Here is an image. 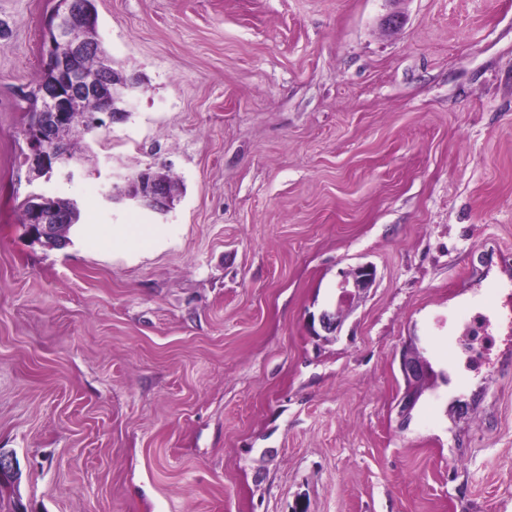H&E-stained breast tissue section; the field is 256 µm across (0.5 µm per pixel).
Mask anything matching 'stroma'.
Wrapping results in <instances>:
<instances>
[{
    "label": "stroma",
    "instance_id": "35a3bbf8",
    "mask_svg": "<svg viewBox=\"0 0 512 512\" xmlns=\"http://www.w3.org/2000/svg\"><path fill=\"white\" fill-rule=\"evenodd\" d=\"M54 6L0 0V512H512L505 339L458 315L487 250L512 278V0H96L130 116L32 181ZM148 167L170 212L105 198ZM32 194L160 242H31ZM407 352L434 371L408 411ZM376 275V268L371 264L358 265L344 273L342 280L338 284L341 292V301L351 295L352 292L348 289L349 287L358 293L371 288L376 281Z\"/></svg>",
    "mask_w": 512,
    "mask_h": 512
}]
</instances>
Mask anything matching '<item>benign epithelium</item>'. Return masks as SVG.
I'll return each mask as SVG.
<instances>
[{"label": "benign epithelium", "mask_w": 512, "mask_h": 512, "mask_svg": "<svg viewBox=\"0 0 512 512\" xmlns=\"http://www.w3.org/2000/svg\"><path fill=\"white\" fill-rule=\"evenodd\" d=\"M97 25L94 12L83 0H58L49 16L43 36L44 66L52 73L47 90L37 100V112L26 127L27 153L24 162L30 178L48 177L56 169L66 170L72 177L69 139L66 132L82 134L97 129L105 123H122L129 117L126 109L128 98L138 87L136 76H123L109 80L103 67L87 69L82 60L95 51V45L81 38V32ZM82 93L97 98L106 109L107 119L90 114L80 119L73 98ZM106 198L116 202L129 200L160 214L168 213L174 205L175 193L165 183L143 172L129 177L122 185L112 184ZM27 217L22 227L33 241L49 248L59 247L63 237L58 227L68 221V215L51 206V199L42 195L27 199ZM376 281V268L371 264L358 265L343 275L338 284L340 298L346 299L351 291L363 292ZM342 319L339 312L323 310L310 316V331L314 336L324 332L335 336L340 331ZM407 379L419 382L426 378L429 366L418 355L407 356L403 361Z\"/></svg>", "instance_id": "obj_1"}]
</instances>
